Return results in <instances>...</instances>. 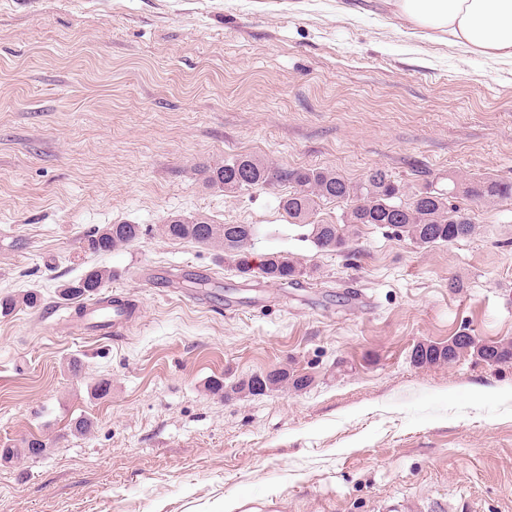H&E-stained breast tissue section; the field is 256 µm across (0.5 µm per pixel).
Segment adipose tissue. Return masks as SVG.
<instances>
[{
    "mask_svg": "<svg viewBox=\"0 0 512 512\" xmlns=\"http://www.w3.org/2000/svg\"><path fill=\"white\" fill-rule=\"evenodd\" d=\"M405 34L440 40L465 52L512 60V0H385Z\"/></svg>",
    "mask_w": 512,
    "mask_h": 512,
    "instance_id": "ef3b65f1",
    "label": "adipose tissue"
}]
</instances>
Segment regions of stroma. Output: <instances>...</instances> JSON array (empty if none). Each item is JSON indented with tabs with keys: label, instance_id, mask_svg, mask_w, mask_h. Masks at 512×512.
<instances>
[{
	"label": "stroma",
	"instance_id": "obj_1",
	"mask_svg": "<svg viewBox=\"0 0 512 512\" xmlns=\"http://www.w3.org/2000/svg\"><path fill=\"white\" fill-rule=\"evenodd\" d=\"M343 2L0 0V296L43 298L0 315V448L47 443L0 461V512H512V364L410 360L463 330L512 338V201L461 200L476 231L450 245L369 225L324 253L280 209L288 184L206 182L244 154L354 181L379 166L409 192L512 181V60ZM175 215L258 225L254 253L309 275L243 277L161 236ZM124 223L142 237L87 250ZM97 267L138 306L127 335L58 295ZM283 367L314 384L207 388ZM88 235L86 247L93 253L111 252L139 239L142 229L138 224H107Z\"/></svg>",
	"mask_w": 512,
	"mask_h": 512
}]
</instances>
